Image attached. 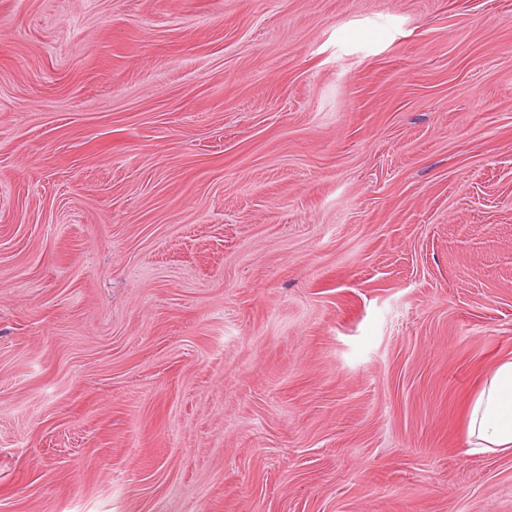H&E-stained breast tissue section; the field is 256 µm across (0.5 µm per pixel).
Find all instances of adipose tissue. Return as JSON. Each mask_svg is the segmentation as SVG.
<instances>
[{
  "label": "adipose tissue",
  "mask_w": 512,
  "mask_h": 512,
  "mask_svg": "<svg viewBox=\"0 0 512 512\" xmlns=\"http://www.w3.org/2000/svg\"><path fill=\"white\" fill-rule=\"evenodd\" d=\"M467 443L479 455L512 454V360L501 361L467 410Z\"/></svg>",
  "instance_id": "adipose-tissue-1"
}]
</instances>
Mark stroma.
I'll use <instances>...</instances> for the list:
<instances>
[{
  "instance_id": "35a3bbf8",
  "label": "stroma",
  "mask_w": 512,
  "mask_h": 512,
  "mask_svg": "<svg viewBox=\"0 0 512 512\" xmlns=\"http://www.w3.org/2000/svg\"><path fill=\"white\" fill-rule=\"evenodd\" d=\"M512 0H0V512H512ZM466 428L471 453L512 454V360L485 379L468 406Z\"/></svg>"
}]
</instances>
